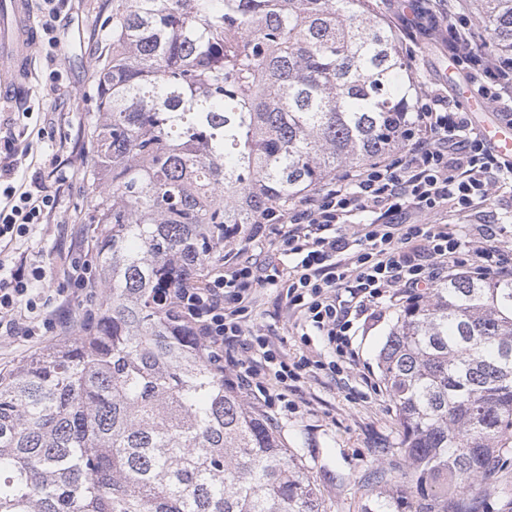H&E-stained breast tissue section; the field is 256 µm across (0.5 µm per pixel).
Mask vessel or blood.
<instances>
[{
  "mask_svg": "<svg viewBox=\"0 0 512 512\" xmlns=\"http://www.w3.org/2000/svg\"><path fill=\"white\" fill-rule=\"evenodd\" d=\"M5 14L7 25L0 34V57L8 59L9 65L0 69V112L12 109L14 88L25 73L37 34L28 0H10L5 6ZM466 104L474 113L485 141L501 158L512 159V125L495 118L477 96H467Z\"/></svg>",
  "mask_w": 512,
  "mask_h": 512,
  "instance_id": "obj_1",
  "label": "vessel or blood"
}]
</instances>
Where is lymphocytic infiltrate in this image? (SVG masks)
<instances>
[{
  "instance_id": "f902f5d3",
  "label": "lymphocytic infiltrate",
  "mask_w": 512,
  "mask_h": 512,
  "mask_svg": "<svg viewBox=\"0 0 512 512\" xmlns=\"http://www.w3.org/2000/svg\"><path fill=\"white\" fill-rule=\"evenodd\" d=\"M482 35L467 24L448 26V52L464 61L478 94L512 120V72L496 56L476 47ZM12 150L0 155V326L7 334L53 331L56 323L40 317L32 284L45 270L26 274V258L12 255L17 239L55 212L58 199L41 181L15 184ZM512 174L476 133L460 105L431 90L421 95L403 131V146L341 174L286 210L261 218L273 225L290 271L259 264L233 253L223 272L201 284H187L178 299L199 340L224 357L229 385L267 392L296 391L322 368L338 372L351 344L353 319L363 316L392 291L417 296L443 274L460 270L490 277L512 273V256L494 229L479 237L458 236L444 224L407 221V211L424 215L444 210L465 215L488 207L498 175ZM371 219L355 232L346 225L356 213ZM288 282V311L299 315L314 335L326 338L337 358L330 365L303 356H281L271 336L252 333L245 312L256 289Z\"/></svg>"
}]
</instances>
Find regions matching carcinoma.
I'll return each mask as SVG.
<instances>
[{"label": "carcinoma", "mask_w": 512, "mask_h": 512, "mask_svg": "<svg viewBox=\"0 0 512 512\" xmlns=\"http://www.w3.org/2000/svg\"><path fill=\"white\" fill-rule=\"evenodd\" d=\"M94 65L93 324L0 373V512H321L174 310L262 213L402 143L406 63L370 0H114ZM512 61V0H471ZM404 466L364 512H488L512 466V277L451 276L379 354Z\"/></svg>", "instance_id": "carcinoma-1"}]
</instances>
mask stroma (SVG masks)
I'll use <instances>...</instances> for the list:
<instances>
[{
    "label": "stroma",
    "instance_id": "stroma-1",
    "mask_svg": "<svg viewBox=\"0 0 512 512\" xmlns=\"http://www.w3.org/2000/svg\"><path fill=\"white\" fill-rule=\"evenodd\" d=\"M112 0H59L52 21L60 40L55 52L37 42L26 78L15 90L12 112L0 115V138L12 141L19 174L51 170L60 162L66 182L47 179L57 192L59 206L47 223L35 226L18 241L19 252L46 269L44 296L57 315L80 320L89 296L69 283L65 270L79 258L95 271L96 241L87 222L90 210L87 182L95 165L88 135L97 116V90L93 65L112 51ZM445 27L402 38L398 44L409 56L408 76L417 91L441 90L455 95L470 75L463 63L448 53ZM435 223L465 233L469 224H498L502 245H512V182L494 190L484 214L469 219L441 214ZM285 288H260L248 314L254 333L274 336L280 350L290 356L334 358L322 337H305L285 307ZM401 295L384 297L379 321L361 323L353 338L356 365L337 377L320 376L289 393L291 407L266 406L257 398L246 404L277 429L288 452L315 484L322 512H361L377 486L368 483L377 466L399 459L398 417L381 381L379 351L402 308ZM70 331L42 336H1L0 370L9 371L47 345L69 339Z\"/></svg>",
    "mask_w": 512,
    "mask_h": 512
}]
</instances>
